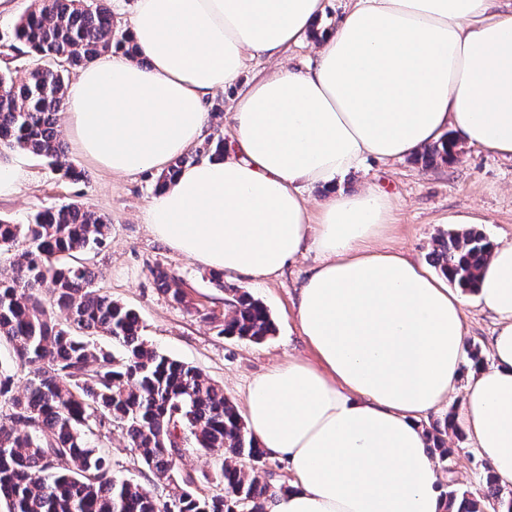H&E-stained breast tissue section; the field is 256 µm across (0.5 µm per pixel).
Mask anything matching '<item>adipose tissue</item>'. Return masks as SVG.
I'll use <instances>...</instances> for the list:
<instances>
[{"label":"adipose tissue","instance_id":"obj_1","mask_svg":"<svg viewBox=\"0 0 512 512\" xmlns=\"http://www.w3.org/2000/svg\"><path fill=\"white\" fill-rule=\"evenodd\" d=\"M326 0H135L136 55L106 52L66 88L77 151L105 171L164 170L209 133L232 89L229 155L183 167L143 213L203 268L268 281L315 253L295 301L315 361L251 382L246 423L293 480L269 512H446L421 420L464 387L453 422L512 492V242L492 241L473 295L493 315V363L462 378L466 297L377 248L390 196L349 195L367 158L446 135L512 157V9L498 0H350L301 67L285 64ZM273 69L243 82L251 61ZM324 194L308 206L304 187Z\"/></svg>","mask_w":512,"mask_h":512}]
</instances>
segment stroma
<instances>
[{
	"mask_svg": "<svg viewBox=\"0 0 512 512\" xmlns=\"http://www.w3.org/2000/svg\"><path fill=\"white\" fill-rule=\"evenodd\" d=\"M13 3L12 18L0 21V69L10 68L20 77L33 61L13 39L14 19L32 9L34 0ZM67 160L83 171L81 180L63 178L46 160L28 152L15 151L0 159L1 166H18L28 174L16 194L0 199V217L24 224L38 210L82 203L108 219L106 243L90 255L98 273L96 286L139 314L146 339L159 352L196 367L211 382L223 386L225 395L240 408L257 375L291 356L314 360V351L298 334L293 302L315 254H306L279 277L264 283L226 278V286L247 289L266 306L276 331L260 344L221 336L223 288L213 287L208 270L154 238L142 220L154 195L155 174L115 175L73 149ZM372 184L387 192L394 205L381 246L400 249L420 263H428L434 238L461 217L476 219L488 239L512 241L511 158L470 147L449 165L426 167L411 156L387 162L371 160L339 182L348 193ZM157 265L181 276L186 304H175L158 292L149 273ZM464 327V353L476 350L487 355L495 329L493 316L476 303H468ZM448 445L454 453L447 470L440 473L442 481L471 491L480 489L488 466L474 453L466 435L449 434Z\"/></svg>",
	"mask_w": 512,
	"mask_h": 512,
	"instance_id": "35a3bbf8",
	"label": "stroma"
}]
</instances>
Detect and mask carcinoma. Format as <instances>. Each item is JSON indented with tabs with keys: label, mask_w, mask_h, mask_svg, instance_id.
Instances as JSON below:
<instances>
[{
	"label": "carcinoma",
	"mask_w": 512,
	"mask_h": 512,
	"mask_svg": "<svg viewBox=\"0 0 512 512\" xmlns=\"http://www.w3.org/2000/svg\"><path fill=\"white\" fill-rule=\"evenodd\" d=\"M13 36L32 55L82 67L109 50L133 53L115 20L112 0H37L14 26ZM66 87L64 71L35 64L24 78L0 70V156L18 150L45 159L72 179L82 171L66 162L60 129ZM224 154V139L208 137L190 158L180 157L162 172L164 187L187 163ZM426 166L452 163L445 142L424 148ZM110 224L95 212L71 204L36 212L27 224L0 219V251L12 253L10 272L0 276V512H267L288 487H272L255 466L269 453L258 446L244 417L224 390L199 370L155 349L138 314L96 288L98 273L87 256L106 241ZM490 241L475 230H449L434 239L431 262L463 292H471ZM160 290L185 302L174 273L152 270ZM211 283L227 293L219 334L255 343L274 332L267 308L243 288ZM107 336L120 349L86 341ZM25 379L22 392L14 378ZM119 432L135 449L151 482L166 490L157 498L144 485L119 477V464L101 448V438ZM218 458L215 478L224 494L206 496L179 469V435ZM448 425L427 432L441 461L452 454ZM448 512H479L504 500L493 478L483 495L448 486Z\"/></svg>",
	"instance_id": "carcinoma-1"
}]
</instances>
